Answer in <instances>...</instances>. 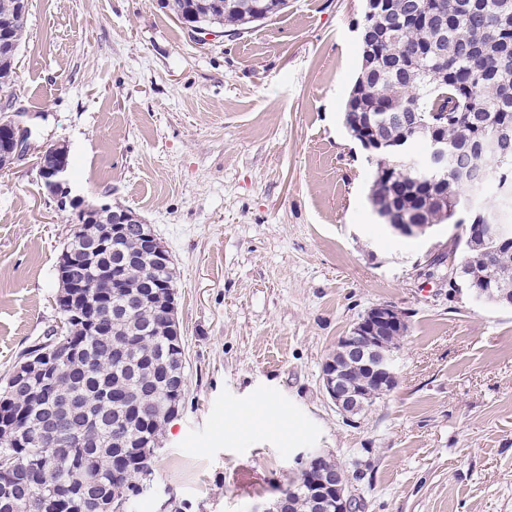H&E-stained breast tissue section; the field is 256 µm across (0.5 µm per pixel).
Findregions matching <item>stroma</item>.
<instances>
[{"label":"stroma","instance_id":"stroma-1","mask_svg":"<svg viewBox=\"0 0 512 512\" xmlns=\"http://www.w3.org/2000/svg\"><path fill=\"white\" fill-rule=\"evenodd\" d=\"M362 11L288 0L198 39L163 0H29L13 106L32 153L67 145L72 193L133 210L174 266L185 398L127 512H249L313 448L365 472L363 512H512V306L449 297L429 258L451 225L405 238L373 214L343 124ZM73 230L32 159L0 171V379L60 323ZM382 303L406 314L396 384L350 423L321 370Z\"/></svg>","mask_w":512,"mask_h":512}]
</instances>
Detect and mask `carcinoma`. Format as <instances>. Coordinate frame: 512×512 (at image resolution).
I'll return each mask as SVG.
<instances>
[{"instance_id":"cac0c4a2","label":"carcinoma","mask_w":512,"mask_h":512,"mask_svg":"<svg viewBox=\"0 0 512 512\" xmlns=\"http://www.w3.org/2000/svg\"><path fill=\"white\" fill-rule=\"evenodd\" d=\"M26 7L24 0H0V33L13 42L9 53L0 52V91L15 85ZM165 7L185 25L242 33L281 14L288 0H165ZM363 22L381 39L360 58L343 118L361 145L380 130L390 140L375 151L371 203L393 200L405 217L428 229L454 225L457 232L448 245L460 254V266L449 292L459 286L479 289L483 302L495 305L512 298V238L469 247L465 226L482 223L483 214L460 216L457 185L438 191L419 160L404 163L399 156V145L439 136L454 147L448 180L479 174L486 187L497 190L504 178L512 184V163L504 167L481 148L496 128L512 126V94L506 93L512 87V0H390L382 12L363 15ZM76 209L79 228L66 245L73 264L62 283L73 289V300L57 302L64 315L61 339L73 355L57 371L74 400L69 427L78 430L95 420L100 443L83 449L65 439L53 442L42 432L55 405L38 395L42 378L31 373L26 385L0 395V461H17L28 470L11 493L0 494V512H14L15 503L43 485L54 489L43 512H83L74 499L79 494L94 504L114 493L127 502L139 497L137 483L153 475L154 446L183 403L166 377L186 360L183 343L168 335L163 308L174 290L172 260L161 263L144 250L130 224L95 255L96 264L87 265L102 217L94 202L81 201ZM120 262L126 288L101 296L93 271ZM101 300L112 307L113 330L94 332L84 320L70 319V312L90 313ZM52 442L65 452L45 459L40 449ZM92 454L101 457L100 466L89 462ZM311 501L301 489L289 496L288 512H316Z\"/></svg>"}]
</instances>
